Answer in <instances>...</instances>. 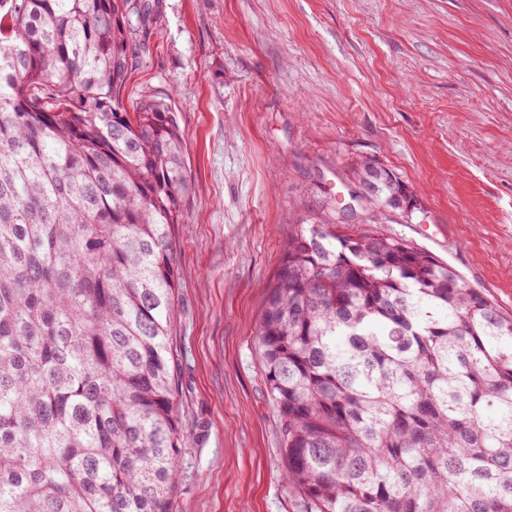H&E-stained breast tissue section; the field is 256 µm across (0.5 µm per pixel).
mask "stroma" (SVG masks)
I'll use <instances>...</instances> for the list:
<instances>
[{
    "mask_svg": "<svg viewBox=\"0 0 512 512\" xmlns=\"http://www.w3.org/2000/svg\"><path fill=\"white\" fill-rule=\"evenodd\" d=\"M123 95L177 115L173 512H304L255 336L299 224L373 161L416 202L383 232L512 313V0H154Z\"/></svg>",
    "mask_w": 512,
    "mask_h": 512,
    "instance_id": "stroma-1",
    "label": "stroma"
}]
</instances>
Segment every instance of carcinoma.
I'll return each mask as SVG.
<instances>
[{"label": "carcinoma", "instance_id": "cac0c4a2", "mask_svg": "<svg viewBox=\"0 0 512 512\" xmlns=\"http://www.w3.org/2000/svg\"><path fill=\"white\" fill-rule=\"evenodd\" d=\"M149 0H0V512H172L174 225L163 99L125 110ZM367 162L362 214L406 187ZM339 212L288 242L257 344L307 512H512V315Z\"/></svg>", "mask_w": 512, "mask_h": 512}]
</instances>
